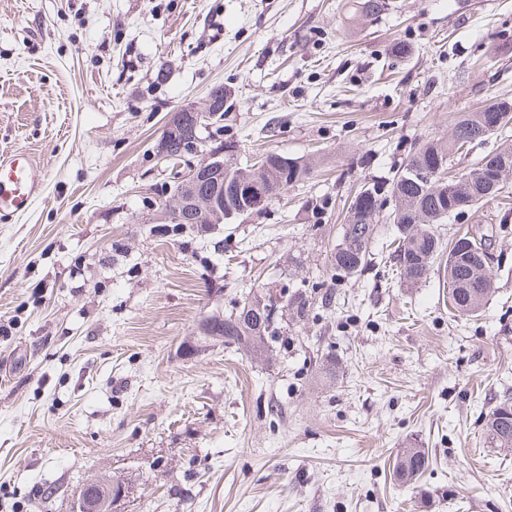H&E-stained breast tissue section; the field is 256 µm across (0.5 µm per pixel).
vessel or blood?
I'll use <instances>...</instances> for the list:
<instances>
[{"mask_svg":"<svg viewBox=\"0 0 512 512\" xmlns=\"http://www.w3.org/2000/svg\"><path fill=\"white\" fill-rule=\"evenodd\" d=\"M46 182L44 168L27 152L0 155V221H10L27 211L41 196Z\"/></svg>","mask_w":512,"mask_h":512,"instance_id":"b4317fda","label":"vessel or blood"}]
</instances>
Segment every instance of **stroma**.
Returning a JSON list of instances; mask_svg holds the SVG:
<instances>
[{"instance_id":"obj_1","label":"stroma","mask_w":512,"mask_h":512,"mask_svg":"<svg viewBox=\"0 0 512 512\" xmlns=\"http://www.w3.org/2000/svg\"><path fill=\"white\" fill-rule=\"evenodd\" d=\"M0 0V153L42 195L0 223V512H71L97 476L115 512H512V452L483 424L512 393V203L435 225L490 238L495 292L448 309L431 272L337 280L344 204L455 120L512 97V0ZM223 86L237 161L310 175L260 212L174 230L155 157L174 112ZM317 291L262 359L199 334L248 292ZM335 372H328V361ZM429 453L416 489L404 448Z\"/></svg>"}]
</instances>
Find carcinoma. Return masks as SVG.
Segmentation results:
<instances>
[{"mask_svg":"<svg viewBox=\"0 0 512 512\" xmlns=\"http://www.w3.org/2000/svg\"><path fill=\"white\" fill-rule=\"evenodd\" d=\"M358 8L367 17H378L387 9L386 0H359ZM501 122L499 129L512 124V100H492L475 112H465L454 123L451 134L420 146L396 173L389 188L374 183L363 184L346 209L343 234L332 253V268L336 275L348 277L363 272L371 263L370 242L374 231L375 218L383 202L391 199L394 208L391 213L396 224L398 237L393 241L394 249L388 253L391 266L395 267L399 281L415 286L428 278L434 267L443 269L448 283V303L462 315H477L485 307L493 293V279L489 270L483 267L481 258L489 249L483 237L470 232L459 234L443 249L442 243L432 230L435 224H443L450 217L465 210L477 209L483 204L501 197L507 198V181L512 179V166L502 171L500 183L491 187L484 176V170L502 159L512 161V143H504L496 152L480 159L475 167L454 179L445 178L433 188L411 174V170L427 164L429 159H438L442 170L448 169L450 158L481 144L487 129ZM224 115H219L214 129L204 133L191 122L175 127L168 145L170 161L182 157V149L196 144L209 145L217 150L226 144L219 139L224 132ZM266 162L270 168V180H264L259 194L273 191L282 183L288 188L304 180L310 169L296 161L282 164L278 157L269 154ZM258 295L245 296L235 311L228 315H212L216 323L203 328L204 334L224 343L226 347L242 349L256 357L269 351L268 342L288 345L276 330H267L259 321H241L245 309L259 311ZM311 301L307 294L299 293L284 298L283 308L292 318L302 320L308 316ZM484 431L489 443L503 450L512 449V398L504 394L501 401L487 414ZM429 466V457L420 448H408L402 453V460L395 467L394 476L401 483H414L420 479Z\"/></svg>","mask_w":512,"mask_h":512,"instance_id":"obj_1","label":"carcinoma"}]
</instances>
